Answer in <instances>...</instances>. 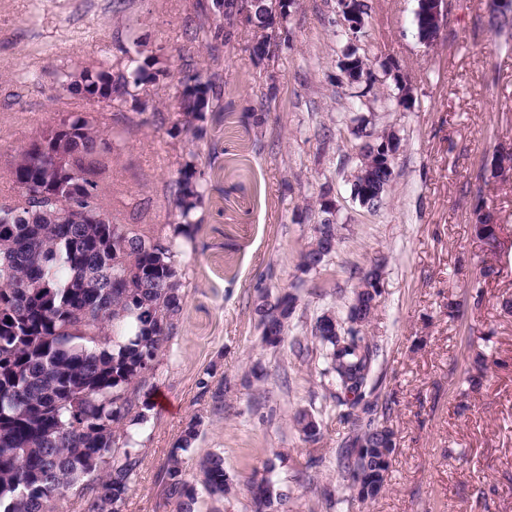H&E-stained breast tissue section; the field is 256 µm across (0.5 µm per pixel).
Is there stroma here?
Masks as SVG:
<instances>
[{
	"label": "stroma",
	"instance_id": "stroma-1",
	"mask_svg": "<svg viewBox=\"0 0 512 512\" xmlns=\"http://www.w3.org/2000/svg\"><path fill=\"white\" fill-rule=\"evenodd\" d=\"M357 39L338 22L336 0H295L287 46L268 62L250 48L253 27L230 44L207 38L212 0H0V204L22 197L11 161L34 135L70 112L93 120L112 144L104 157L102 203L122 224L167 239L177 220L175 183L196 155L206 189L197 224L177 257L184 309L146 376L152 404L140 441L143 460L122 512H173L165 464L189 421L199 433L185 454L195 471L210 453L233 478L224 501L200 494L196 512H251L246 482L273 453L288 464L291 512H512V176L491 161L512 149V29L490 24V0H448L439 40L415 31L417 0H369ZM147 42L168 70L143 95L153 110L64 92L68 74ZM375 63L390 59L413 88L398 104L393 79L340 84L348 44ZM215 83L200 137L173 135L179 79ZM266 114L256 125L252 111ZM402 138L379 209L354 200L359 116ZM332 201L338 244L304 275L299 255ZM502 226L489 250L474 236L477 202ZM382 268V295L365 333L380 349L371 404L389 403L396 450L385 491L362 502L345 490L336 451L349 433L311 344L322 315L346 319L358 274ZM294 288L297 303L282 344L262 345L254 312L262 293ZM489 337L485 358L471 339ZM265 379L244 386L251 368ZM481 379L479 390L463 385ZM223 390L224 406L212 394ZM315 417L304 441L296 412Z\"/></svg>",
	"mask_w": 512,
	"mask_h": 512
}]
</instances>
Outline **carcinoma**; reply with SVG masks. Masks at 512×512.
<instances>
[{
	"label": "carcinoma",
	"mask_w": 512,
	"mask_h": 512,
	"mask_svg": "<svg viewBox=\"0 0 512 512\" xmlns=\"http://www.w3.org/2000/svg\"><path fill=\"white\" fill-rule=\"evenodd\" d=\"M118 76L102 67L69 75L68 91L105 102L131 104L144 112L149 101L139 90L166 71L145 45ZM197 93L176 87L179 109L173 129H200L213 84L198 77ZM110 145L88 118L69 113L55 128L38 133L14 157L11 173L22 190L21 206H0V512H51L52 502L83 484L85 512H120L142 456L133 426L148 422L152 405L139 398L144 374L153 368L167 333L184 304L177 267L180 237L190 238L204 198L203 173L192 158L177 178L173 235L160 241L112 222L101 205L103 154ZM386 172L374 168L365 185L384 194ZM314 240L336 241L329 219L315 225ZM279 315L256 308L262 341L283 342L296 306L293 294L274 296ZM361 303V323L336 335L321 316L312 335L321 345L320 376L336 388V406L349 412L348 440L338 451V472L348 490L357 481L381 489L395 452L387 411L363 404L371 389L377 345L362 335L370 308ZM295 422L307 442L320 434L306 413ZM191 421L171 449L165 475L167 498L177 512H195L199 490L222 499L233 482L224 458L209 454L196 474L186 472L182 453L198 436ZM362 441L366 447L356 450ZM248 492L254 512L283 509L291 489L269 477Z\"/></svg>",
	"instance_id": "cac0c4a2"
}]
</instances>
